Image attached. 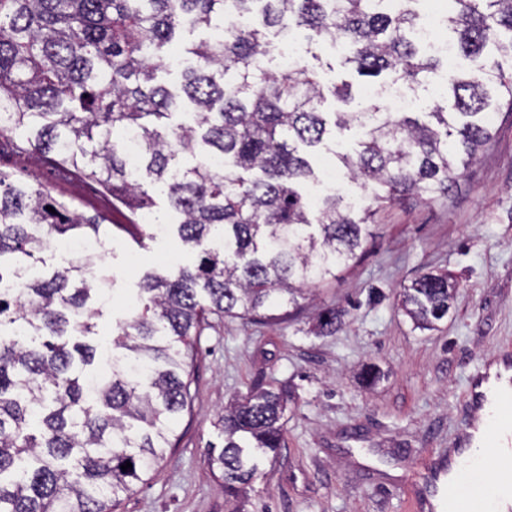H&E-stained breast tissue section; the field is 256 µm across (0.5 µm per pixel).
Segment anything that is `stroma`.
I'll return each instance as SVG.
<instances>
[{
  "label": "stroma",
  "mask_w": 512,
  "mask_h": 512,
  "mask_svg": "<svg viewBox=\"0 0 512 512\" xmlns=\"http://www.w3.org/2000/svg\"><path fill=\"white\" fill-rule=\"evenodd\" d=\"M494 144L462 170L448 201L415 198L382 209L359 259L311 290L297 313L274 325L212 320L193 361L191 411L176 447L124 495L117 512H433L414 494L473 421L470 377L512 349V114L492 113ZM0 169L24 175L94 214L108 196L28 155L0 150ZM195 262L176 233L137 246L112 237L100 264L113 298L97 324L131 314L140 277L157 265ZM448 273L453 307L436 330L415 329L397 293L421 274ZM344 310L333 336L316 335L318 313ZM376 365L382 379L366 386ZM291 390L285 445L258 457L255 479L236 499L208 463L224 445L225 406L255 383Z\"/></svg>",
  "instance_id": "obj_1"
}]
</instances>
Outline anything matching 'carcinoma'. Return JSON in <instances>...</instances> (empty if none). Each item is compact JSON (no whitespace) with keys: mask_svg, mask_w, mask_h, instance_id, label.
<instances>
[{"mask_svg":"<svg viewBox=\"0 0 512 512\" xmlns=\"http://www.w3.org/2000/svg\"><path fill=\"white\" fill-rule=\"evenodd\" d=\"M416 2L390 11L381 0H0V144L112 193L130 219L117 231L148 216L166 228L155 201L164 196L180 216L177 236L198 253L192 266L145 273L132 317L96 342L108 276L93 257L52 269L48 255L56 240H105V219L0 170V512H116L176 445L192 404L189 360L210 317L273 322L260 311L299 307L309 286L357 258L379 208L448 198L457 163L493 142L489 114L512 112V71L498 61L512 60V0H448V42L478 66L448 74L426 121L379 97L323 112L328 94L351 104L352 85H324L305 61L271 67L266 29L278 27L341 42L362 77L424 88L440 59L420 54ZM259 4L262 26L225 31L227 13L248 19ZM187 18L214 33L182 44ZM175 50L194 64L171 89L157 74ZM333 128L356 130L358 149L331 150ZM329 150L352 181L373 184L369 204L330 191L308 209L303 191L318 180L309 157ZM453 301L446 274L399 293L423 330ZM343 316L322 309L316 334H336ZM287 402L270 385L221 417L224 446L208 460L227 493L254 479L257 456L282 448Z\"/></svg>","mask_w":512,"mask_h":512,"instance_id":"carcinoma-1","label":"carcinoma"}]
</instances>
